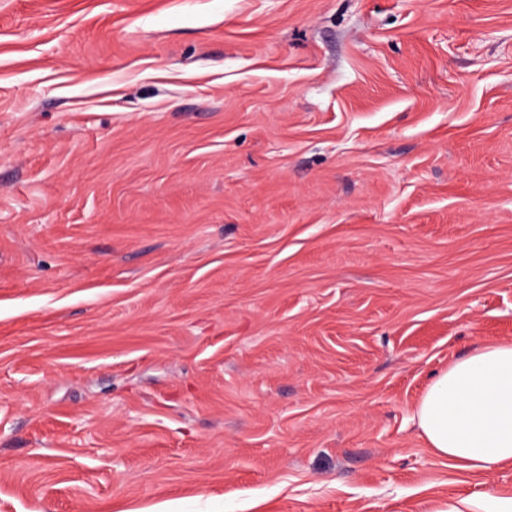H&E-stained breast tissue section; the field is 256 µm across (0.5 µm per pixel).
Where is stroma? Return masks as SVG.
<instances>
[{"label":"stroma","mask_w":512,"mask_h":512,"mask_svg":"<svg viewBox=\"0 0 512 512\" xmlns=\"http://www.w3.org/2000/svg\"><path fill=\"white\" fill-rule=\"evenodd\" d=\"M501 343L512 0H0V512H500ZM415 416L450 464L489 473L512 461V344L484 345L437 374Z\"/></svg>","instance_id":"stroma-1"}]
</instances>
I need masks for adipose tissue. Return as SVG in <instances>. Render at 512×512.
Returning <instances> with one entry per match:
<instances>
[{"label":"adipose tissue","instance_id":"ef3b65f1","mask_svg":"<svg viewBox=\"0 0 512 512\" xmlns=\"http://www.w3.org/2000/svg\"><path fill=\"white\" fill-rule=\"evenodd\" d=\"M430 448L491 472L512 461V344L484 345L437 374L415 409Z\"/></svg>","mask_w":512,"mask_h":512}]
</instances>
